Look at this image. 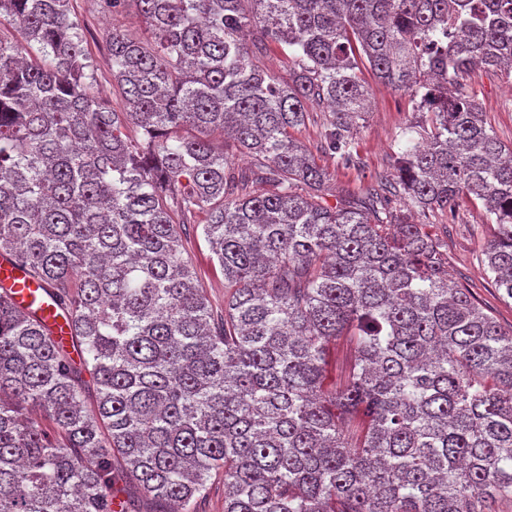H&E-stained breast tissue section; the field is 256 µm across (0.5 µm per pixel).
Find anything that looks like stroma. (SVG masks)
Wrapping results in <instances>:
<instances>
[{
  "label": "stroma",
  "mask_w": 512,
  "mask_h": 512,
  "mask_svg": "<svg viewBox=\"0 0 512 512\" xmlns=\"http://www.w3.org/2000/svg\"><path fill=\"white\" fill-rule=\"evenodd\" d=\"M77 13L87 46L97 63L99 87L104 98L115 100L118 89L110 77L107 30L117 23L138 36L144 29L143 19L132 5L119 13L104 12L99 0H77ZM361 78L371 90L372 108L354 131L360 168H343L335 155L321 149L325 116L318 106H311L305 126L293 132L294 137L313 152L317 164L329 173L325 187V196L329 199L344 192L360 191L371 178L388 173L397 135L419 119L407 93L381 83L366 66L361 69ZM465 90L481 103L487 129L504 144L512 146V82L478 68L466 79ZM412 218L416 223L432 225L434 233L447 242L448 272L452 279L471 288L485 312L504 329L512 330V300L501 296L489 280L482 262L483 250L493 232L492 224L483 215L482 203L462 196L451 213L417 211ZM183 241L185 256L195 267L208 297L216 308H223L224 275L212 262L208 244L191 227L187 228Z\"/></svg>",
  "instance_id": "obj_1"
}]
</instances>
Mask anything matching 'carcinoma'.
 Here are the masks:
<instances>
[{"mask_svg":"<svg viewBox=\"0 0 512 512\" xmlns=\"http://www.w3.org/2000/svg\"><path fill=\"white\" fill-rule=\"evenodd\" d=\"M129 1L149 38L107 34L114 112L74 0H0V255L69 329L0 291V512H115L117 460L154 512L217 476L224 512H494L512 497V331L390 202L482 201L486 271L512 299V147L461 91L477 67L512 77V0H100ZM270 43L292 52L286 83L259 66ZM363 63L421 119L388 174L330 205L291 131L330 108L321 148L360 167ZM199 215L218 316L183 255Z\"/></svg>","mask_w":512,"mask_h":512,"instance_id":"1","label":"carcinoma"}]
</instances>
